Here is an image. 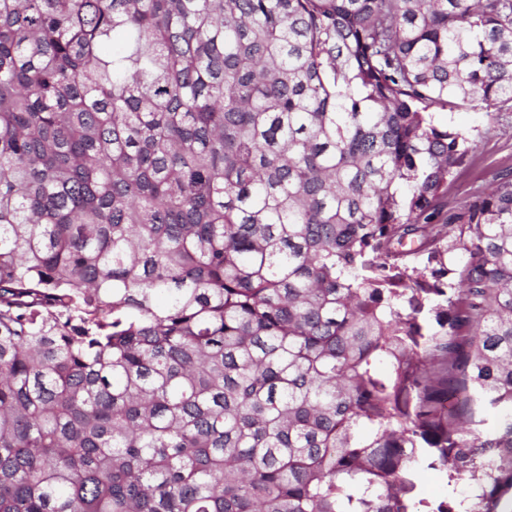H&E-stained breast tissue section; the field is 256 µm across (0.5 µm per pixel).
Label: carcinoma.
<instances>
[{"label":"carcinoma","instance_id":"1","mask_svg":"<svg viewBox=\"0 0 512 512\" xmlns=\"http://www.w3.org/2000/svg\"><path fill=\"white\" fill-rule=\"evenodd\" d=\"M477 106L512 0H0V512H512ZM433 120L438 126L462 129L474 140L468 160L448 181V207L461 206L476 192H487L500 172L512 171V112L434 108ZM426 470L421 475L424 493L429 498H442L448 494V485L445 475L441 472Z\"/></svg>","mask_w":512,"mask_h":512}]
</instances>
